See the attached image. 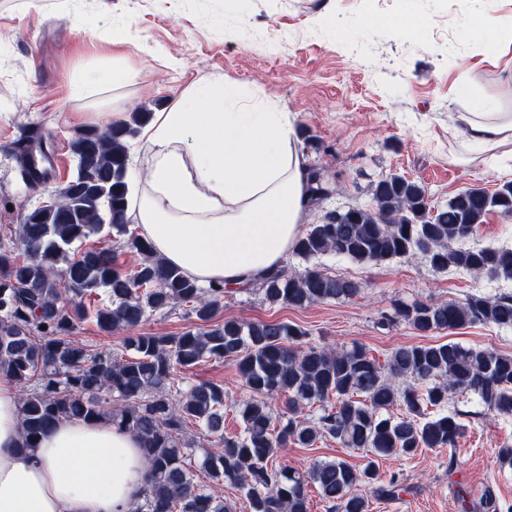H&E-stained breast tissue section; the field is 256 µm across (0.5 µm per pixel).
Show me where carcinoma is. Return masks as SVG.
Instances as JSON below:
<instances>
[{"instance_id":"obj_1","label":"carcinoma","mask_w":512,"mask_h":512,"mask_svg":"<svg viewBox=\"0 0 512 512\" xmlns=\"http://www.w3.org/2000/svg\"><path fill=\"white\" fill-rule=\"evenodd\" d=\"M148 117L137 108L120 124L75 132L76 174L58 189L57 205L30 209L12 244L0 245V378L24 394V447H34L61 420L108 418L141 439L148 459V487L135 512H233L197 481L199 472L244 490L249 512H309L312 486L332 512H367L355 488L375 480L373 462L358 472L342 459L320 461L300 474L274 467L278 449L309 447L320 438L375 457L452 448L464 425L460 413L448 411L450 392L512 415V354L455 342L401 346L381 364L358 345L341 351L312 345L300 326L277 320H226L179 336H128L130 355L119 358L73 341V330L89 318L109 333L187 304L208 323L224 300V285L202 288L165 265L127 224V140ZM43 141L41 130L27 125L13 143L20 176L32 187L44 174L29 146L40 149ZM308 191L314 204L329 196L332 182L311 169ZM372 199L370 209L333 211L310 225L294 246L307 266L261 277L267 299L302 308L356 296L359 284L315 263L331 254L363 265L420 254L437 271L453 267L512 281V248L470 243L489 212L512 216V182L492 194L466 188L432 213L425 187L393 174L374 183ZM106 222L142 256L134 272L118 270L106 245L70 253L73 242ZM100 287L110 290L111 302L93 308L85 298ZM385 320L404 321L423 335L472 324L512 327V293L435 304L401 301ZM205 358L233 362L251 393L237 408L242 433L234 438L224 437L223 387L191 383L178 401L171 398L177 374ZM278 397L285 400L286 418L269 406ZM113 401L122 407L109 409ZM304 404L316 409L313 417L300 418ZM199 437L215 439L223 452L206 451L192 465L187 458Z\"/></svg>"}]
</instances>
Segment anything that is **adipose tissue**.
<instances>
[{
	"instance_id": "ef3b65f1",
	"label": "adipose tissue",
	"mask_w": 512,
	"mask_h": 512,
	"mask_svg": "<svg viewBox=\"0 0 512 512\" xmlns=\"http://www.w3.org/2000/svg\"><path fill=\"white\" fill-rule=\"evenodd\" d=\"M467 141L512 154V112H463ZM147 177L127 211L155 253L198 285L280 269L309 209L294 118L246 103L223 75L190 84L139 136ZM134 434L63 420L24 447L15 385L0 380V512H132L148 485Z\"/></svg>"
}]
</instances>
